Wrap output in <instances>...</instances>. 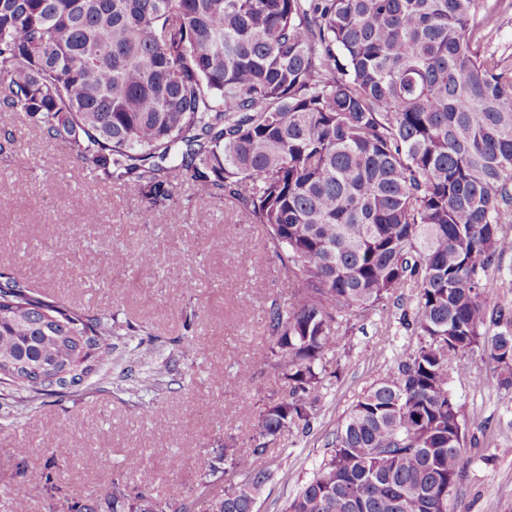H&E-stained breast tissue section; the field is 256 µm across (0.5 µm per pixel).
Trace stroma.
<instances>
[{
    "label": "stroma",
    "instance_id": "35a3bbf8",
    "mask_svg": "<svg viewBox=\"0 0 512 512\" xmlns=\"http://www.w3.org/2000/svg\"><path fill=\"white\" fill-rule=\"evenodd\" d=\"M14 137L0 153V272L68 306L114 316L112 365L60 396L0 399V512H69L72 501L103 497L113 483L137 488L167 512L190 505L202 482L221 492L236 472L204 477L200 457L218 456L227 438L249 452L258 406L282 382L258 367L240 385L231 380L265 343L264 317L288 296V272L260 227L231 200H204L179 182L173 201L152 222L145 201L117 183L96 180L46 135L0 112ZM94 203L96 221L85 219ZM248 240L230 248L227 237ZM124 264H115V256ZM150 264H141V256ZM80 289H72L73 281ZM401 310L379 307L356 324L352 351L332 353L327 393L309 433L278 441L266 462L274 472L257 512H281L312 477L347 407L383 377L408 338ZM152 336V359L134 365L140 339ZM194 344L182 354L181 340ZM495 365L473 355L456 366L451 389L474 424L485 425L479 448L466 451L462 512H512V388L496 389ZM141 457L135 472L122 468ZM182 468L169 471L171 457ZM64 460L52 490L28 488L19 462L44 468Z\"/></svg>",
    "mask_w": 512,
    "mask_h": 512
}]
</instances>
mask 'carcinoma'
<instances>
[{"instance_id": "cac0c4a2", "label": "carcinoma", "mask_w": 512, "mask_h": 512, "mask_svg": "<svg viewBox=\"0 0 512 512\" xmlns=\"http://www.w3.org/2000/svg\"><path fill=\"white\" fill-rule=\"evenodd\" d=\"M487 0H0V112L147 200L181 177L231 199L288 270L252 367L284 382L258 413L241 480L201 512H255L259 464L319 409L355 322L414 289L411 342L348 408L282 512H459L468 423L453 363L476 352L512 387V306L489 269L512 253V56L491 48ZM0 384L28 397L79 388L106 365L112 317L0 273ZM33 488L49 472L20 468ZM71 512H163L117 484Z\"/></svg>"}]
</instances>
